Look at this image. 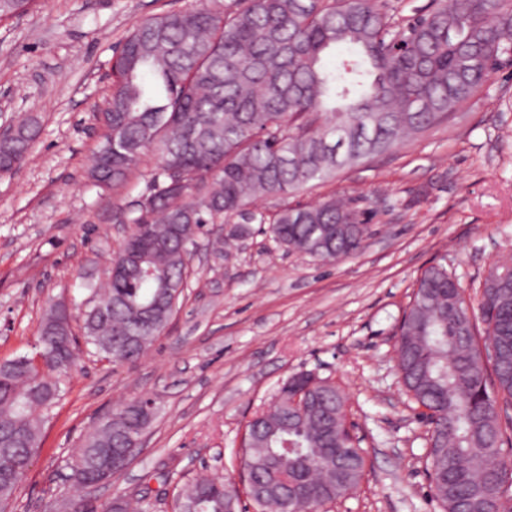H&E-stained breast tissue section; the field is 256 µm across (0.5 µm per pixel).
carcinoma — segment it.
Returning a JSON list of instances; mask_svg holds the SVG:
<instances>
[{
    "mask_svg": "<svg viewBox=\"0 0 512 512\" xmlns=\"http://www.w3.org/2000/svg\"><path fill=\"white\" fill-rule=\"evenodd\" d=\"M35 0H0V18ZM344 47L333 69L324 58ZM512 61V0H431L409 19L380 0H208L133 25L112 60L109 121L89 175L102 190L124 186L143 155L148 193L113 206L130 232L89 291L84 343L114 363L136 361L175 312L169 286L186 288L185 250L206 224L239 219L228 243L264 217L248 206L294 193L389 151L402 137L446 121ZM30 120L0 141V174L26 160ZM373 212L349 198L287 206L269 232L284 250L322 262L360 252ZM466 299L440 265L417 281L396 329V369L430 425L427 472L442 512H512V263L494 264ZM71 317L49 309L40 328L42 375L32 358L0 363V512L21 488L62 381L80 352ZM150 400L103 416L69 464L76 487L109 481L99 448L123 447L151 421ZM346 399L310 374L289 378L241 438V481L288 476L278 505L256 512H325L361 484L366 456L344 426ZM231 478L183 486L173 512L239 508ZM117 498L80 512H149Z\"/></svg>",
    "mask_w": 512,
    "mask_h": 512,
    "instance_id": "cac0c4a2",
    "label": "carcinoma"
}]
</instances>
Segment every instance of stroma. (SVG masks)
Returning <instances> with one entry per match:
<instances>
[{"mask_svg":"<svg viewBox=\"0 0 512 512\" xmlns=\"http://www.w3.org/2000/svg\"><path fill=\"white\" fill-rule=\"evenodd\" d=\"M195 0H36L0 19V122L33 116L39 138L22 166L0 175V360L35 355L50 305L81 308L102 282L127 229L112 208L145 188L116 192L87 176L98 145L93 114L132 26ZM374 212L356 256L318 263L286 252L266 225L224 258L201 235L199 257L165 332L117 365L84 348L63 384L11 512H55L74 489L67 461L99 417L155 399V417L126 469L90 494L96 504L140 493L171 512L201 472L238 475L246 423L283 380L311 372L347 399L367 457L359 488L328 512H440L426 470L428 425L407 405L394 332L417 279L444 266L473 296L489 265L512 257V68L444 123L388 153L254 210L314 204L339 193Z\"/></svg>","mask_w":512,"mask_h":512,"instance_id":"1","label":"stroma"}]
</instances>
